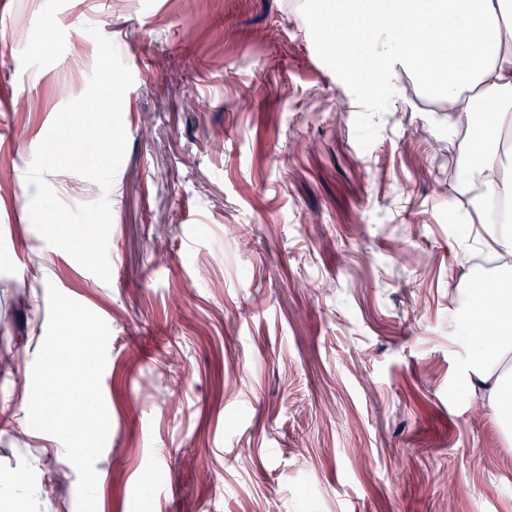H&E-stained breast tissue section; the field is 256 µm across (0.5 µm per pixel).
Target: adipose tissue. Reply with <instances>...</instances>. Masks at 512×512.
Here are the masks:
<instances>
[{
	"label": "adipose tissue",
	"mask_w": 512,
	"mask_h": 512,
	"mask_svg": "<svg viewBox=\"0 0 512 512\" xmlns=\"http://www.w3.org/2000/svg\"><path fill=\"white\" fill-rule=\"evenodd\" d=\"M339 24L322 51L364 95L377 96L397 70L420 73L437 99L456 101L469 132L462 169L481 192L487 245L512 253V0H321L314 15ZM470 315L498 327L479 338L461 370L476 402L491 409L512 443V279L474 287Z\"/></svg>",
	"instance_id": "1"
}]
</instances>
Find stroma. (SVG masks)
Here are the masks:
<instances>
[{"mask_svg":"<svg viewBox=\"0 0 512 512\" xmlns=\"http://www.w3.org/2000/svg\"><path fill=\"white\" fill-rule=\"evenodd\" d=\"M299 0H0V476L77 512V473L17 403L56 286L108 324L96 512H512V446L459 384L475 207L452 117L398 71L365 97ZM145 59L108 198L111 280L48 245L25 173L97 48ZM252 309L241 320V307Z\"/></svg>","mask_w":512,"mask_h":512,"instance_id":"35a3bbf8","label":"stroma"}]
</instances>
